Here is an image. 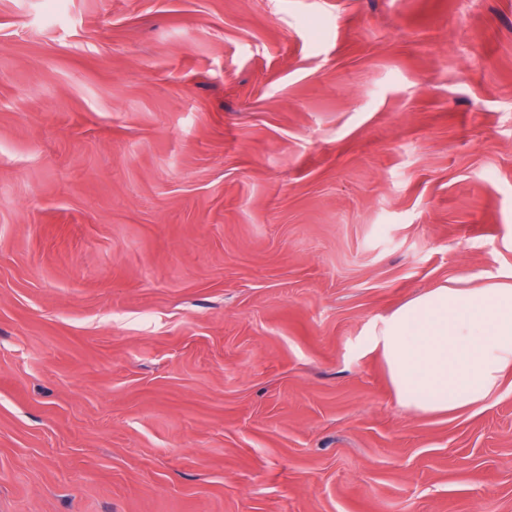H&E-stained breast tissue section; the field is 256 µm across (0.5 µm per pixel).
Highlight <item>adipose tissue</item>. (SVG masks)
<instances>
[{
    "instance_id": "ef3b65f1",
    "label": "adipose tissue",
    "mask_w": 512,
    "mask_h": 512,
    "mask_svg": "<svg viewBox=\"0 0 512 512\" xmlns=\"http://www.w3.org/2000/svg\"><path fill=\"white\" fill-rule=\"evenodd\" d=\"M371 336L405 409L484 408L512 374V281L431 289L382 317Z\"/></svg>"
}]
</instances>
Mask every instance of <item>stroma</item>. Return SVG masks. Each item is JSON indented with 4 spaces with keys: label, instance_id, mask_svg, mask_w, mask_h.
<instances>
[{
    "label": "stroma",
    "instance_id": "stroma-1",
    "mask_svg": "<svg viewBox=\"0 0 512 512\" xmlns=\"http://www.w3.org/2000/svg\"><path fill=\"white\" fill-rule=\"evenodd\" d=\"M509 273L512 0H0V512H512L369 344Z\"/></svg>",
    "mask_w": 512,
    "mask_h": 512
}]
</instances>
